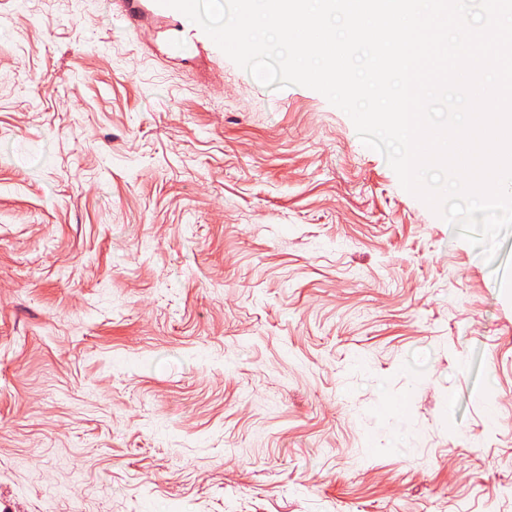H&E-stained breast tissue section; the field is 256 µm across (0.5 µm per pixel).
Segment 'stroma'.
<instances>
[{"label": "stroma", "mask_w": 512, "mask_h": 512, "mask_svg": "<svg viewBox=\"0 0 512 512\" xmlns=\"http://www.w3.org/2000/svg\"><path fill=\"white\" fill-rule=\"evenodd\" d=\"M181 24L0 0V512H512V235Z\"/></svg>", "instance_id": "stroma-1"}]
</instances>
